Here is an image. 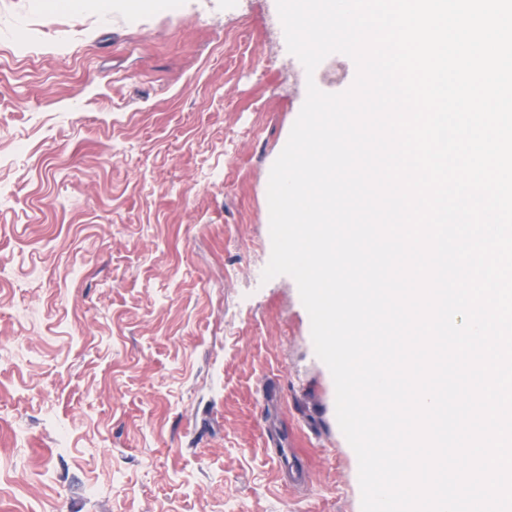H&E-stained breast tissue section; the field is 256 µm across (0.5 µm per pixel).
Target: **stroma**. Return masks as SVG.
Masks as SVG:
<instances>
[{"mask_svg":"<svg viewBox=\"0 0 512 512\" xmlns=\"http://www.w3.org/2000/svg\"><path fill=\"white\" fill-rule=\"evenodd\" d=\"M140 2L0 0V512H361L297 284L262 278L306 82L355 64L292 68L270 0ZM270 445L273 448H267V452L271 457L277 456L280 461V467L288 470V488L296 485L305 484L308 481V474L302 467L286 463L283 451L279 448V444L275 440H270Z\"/></svg>","mask_w":512,"mask_h":512,"instance_id":"35a3bbf8","label":"stroma"}]
</instances>
